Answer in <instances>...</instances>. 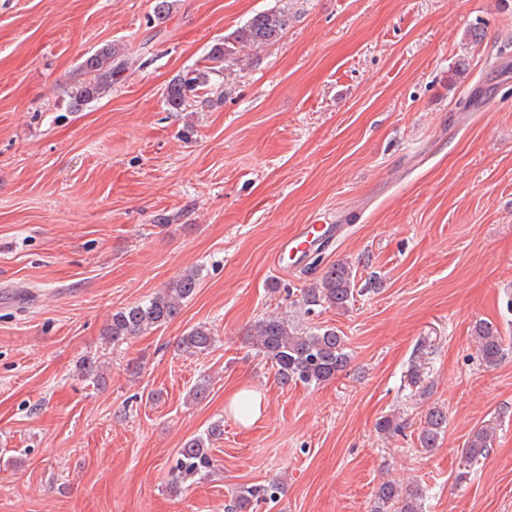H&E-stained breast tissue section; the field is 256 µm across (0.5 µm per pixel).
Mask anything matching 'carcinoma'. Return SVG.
I'll list each match as a JSON object with an SVG mask.
<instances>
[{
	"instance_id": "obj_1",
	"label": "carcinoma",
	"mask_w": 512,
	"mask_h": 512,
	"mask_svg": "<svg viewBox=\"0 0 512 512\" xmlns=\"http://www.w3.org/2000/svg\"><path fill=\"white\" fill-rule=\"evenodd\" d=\"M288 30V12L272 9L258 12L224 40L216 43L207 56L208 64L174 77L166 88L165 102L170 110L181 112L197 99L215 95L222 100L224 85L213 82L212 75L225 70L226 64L246 48H259L278 41ZM118 47L104 45L85 54L75 69V76L66 84L65 94L74 107L89 104L108 93L117 81L124 63L119 60ZM196 270H188L160 289L152 298L133 303L112 312L105 328V336L112 343L124 342L148 330L158 328L175 319L199 288ZM356 291L353 267L347 261H338L323 272L311 287L303 289L301 304L307 312L313 307L327 305L346 310L354 300ZM478 353L483 365L493 368L504 356L503 336L489 322L475 326ZM249 340L256 350L276 367L279 383L288 386L301 383L319 385L335 379L350 364L346 337L334 327L316 326L299 328L288 319L278 316L262 317L248 329ZM215 344L213 331L205 325L191 328L176 342V349L190 355L207 353ZM448 428V416L437 406L427 410L418 435L420 447L432 452L440 446L442 435ZM224 433L223 425L212 424L207 432L186 440L178 450L172 472L170 489L181 490L182 483L213 473L215 461L211 445ZM490 448V434L476 432L462 449L464 459L470 463L486 456ZM283 492L279 482L243 485L232 495L230 512H253L262 502L275 501ZM422 488L403 489L390 482L378 486L372 512H423Z\"/></svg>"
}]
</instances>
